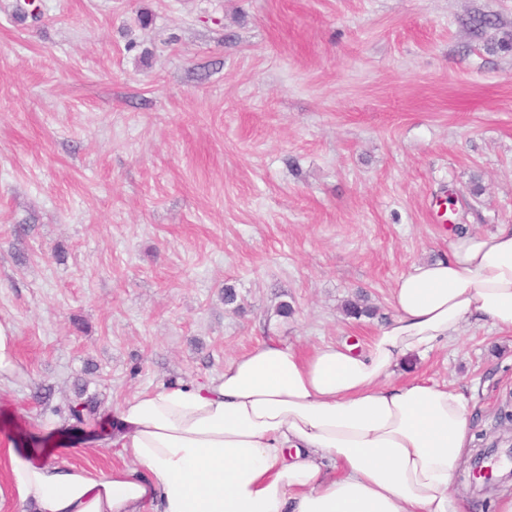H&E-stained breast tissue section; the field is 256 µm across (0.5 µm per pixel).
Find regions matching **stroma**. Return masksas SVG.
<instances>
[{
	"label": "stroma",
	"instance_id": "35a3bbf8",
	"mask_svg": "<svg viewBox=\"0 0 512 512\" xmlns=\"http://www.w3.org/2000/svg\"><path fill=\"white\" fill-rule=\"evenodd\" d=\"M455 224H512V0H0V410L36 461L123 464L120 402L263 342L366 348ZM417 375L512 448V332ZM16 329L6 319H0V391L2 384L8 382L17 369V346Z\"/></svg>",
	"mask_w": 512,
	"mask_h": 512
}]
</instances>
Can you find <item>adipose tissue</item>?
<instances>
[{
	"instance_id": "1",
	"label": "adipose tissue",
	"mask_w": 512,
	"mask_h": 512,
	"mask_svg": "<svg viewBox=\"0 0 512 512\" xmlns=\"http://www.w3.org/2000/svg\"><path fill=\"white\" fill-rule=\"evenodd\" d=\"M362 352L271 342L203 382L114 409L111 471L0 450V501L24 512H464L453 480L469 439L456 389L392 377L464 324L512 331V224L455 233L396 283Z\"/></svg>"
}]
</instances>
